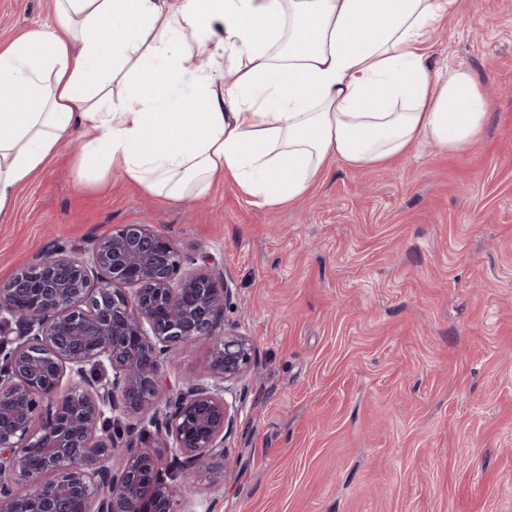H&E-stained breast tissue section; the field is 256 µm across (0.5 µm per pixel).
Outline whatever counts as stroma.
Masks as SVG:
<instances>
[{
	"label": "stroma",
	"mask_w": 512,
	"mask_h": 512,
	"mask_svg": "<svg viewBox=\"0 0 512 512\" xmlns=\"http://www.w3.org/2000/svg\"><path fill=\"white\" fill-rule=\"evenodd\" d=\"M53 19V0H0V43ZM430 62L469 69L490 100L465 153L335 161L266 207L225 182L178 203L117 173L82 185L72 143L0 219V280L124 224L223 266L222 327L255 359L223 455L186 490L194 512H512V0H460ZM212 359L177 347L169 392Z\"/></svg>",
	"instance_id": "35a3bbf8"
}]
</instances>
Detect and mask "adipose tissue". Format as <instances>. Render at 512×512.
<instances>
[{"label":"adipose tissue","instance_id":"ef3b65f1","mask_svg":"<svg viewBox=\"0 0 512 512\" xmlns=\"http://www.w3.org/2000/svg\"><path fill=\"white\" fill-rule=\"evenodd\" d=\"M458 0H56L57 22L0 47V215L62 145L78 182L112 171L179 201L234 181L267 206L328 159L381 165L427 140L464 153L489 119L429 43ZM227 59L233 86L212 66Z\"/></svg>","mask_w":512,"mask_h":512}]
</instances>
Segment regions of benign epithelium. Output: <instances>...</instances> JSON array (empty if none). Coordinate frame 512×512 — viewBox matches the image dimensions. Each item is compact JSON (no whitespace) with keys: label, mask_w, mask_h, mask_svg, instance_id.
Returning <instances> with one entry per match:
<instances>
[{"label":"benign epithelium","mask_w":512,"mask_h":512,"mask_svg":"<svg viewBox=\"0 0 512 512\" xmlns=\"http://www.w3.org/2000/svg\"><path fill=\"white\" fill-rule=\"evenodd\" d=\"M228 293L215 257L150 224L0 281V512H186L183 485L237 417L227 384L252 361L248 337L219 331ZM201 340L213 375L162 399L170 353Z\"/></svg>","instance_id":"obj_1"}]
</instances>
